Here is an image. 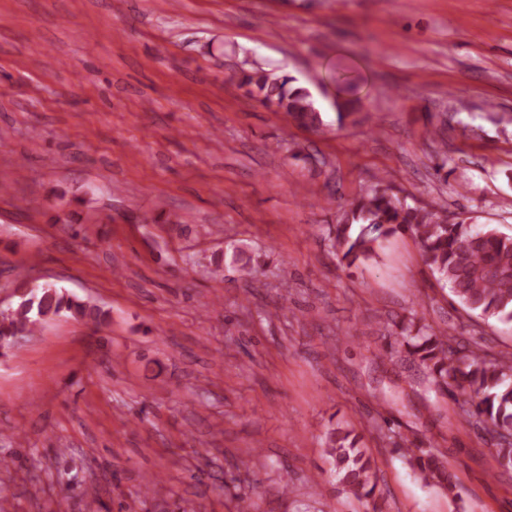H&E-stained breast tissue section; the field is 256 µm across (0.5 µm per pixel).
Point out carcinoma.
Returning <instances> with one entry per match:
<instances>
[{
    "label": "carcinoma",
    "mask_w": 512,
    "mask_h": 512,
    "mask_svg": "<svg viewBox=\"0 0 512 512\" xmlns=\"http://www.w3.org/2000/svg\"><path fill=\"white\" fill-rule=\"evenodd\" d=\"M263 69L242 72L240 84L256 89L260 101L285 113L298 126L322 130L321 113L310 91ZM357 99L336 102L340 123L353 119ZM408 232L421 246L425 266L448 286L454 301L471 318L512 324V234L494 227L477 229L465 221L450 222L436 207L410 205L390 186L377 185L349 203L334 230L332 246L341 264L364 265L378 256L384 241ZM232 262L246 274L254 258L242 247L232 248ZM17 305L0 311V348L12 349L50 316L63 312L80 320L100 322L104 313L52 287L29 286L16 274ZM457 325H432L412 312L394 323L382 351L408 361L441 392L451 396L461 421L489 436L499 466L512 470V357L492 353L481 343L462 342ZM410 465L427 483L453 490L443 452L430 443L404 449ZM328 457L341 491L368 502L378 487L374 461L361 437L348 426L328 429Z\"/></svg>",
    "instance_id": "cac0c4a2"
}]
</instances>
